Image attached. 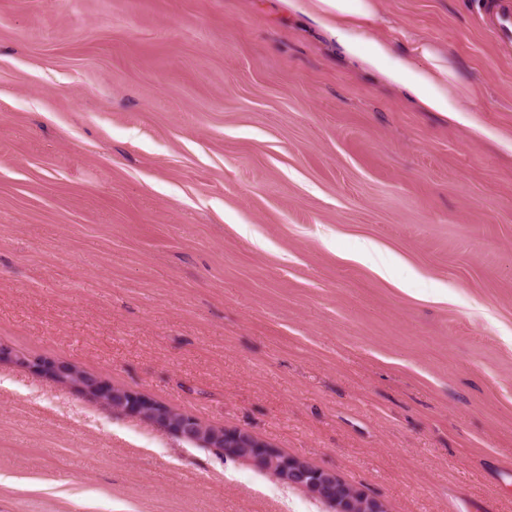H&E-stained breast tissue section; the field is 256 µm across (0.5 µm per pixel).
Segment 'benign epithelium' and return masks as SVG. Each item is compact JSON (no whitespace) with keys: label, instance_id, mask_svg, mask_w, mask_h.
<instances>
[{"label":"benign epithelium","instance_id":"1","mask_svg":"<svg viewBox=\"0 0 512 512\" xmlns=\"http://www.w3.org/2000/svg\"><path fill=\"white\" fill-rule=\"evenodd\" d=\"M0 361L13 362L43 374L90 397L105 408L146 419L188 442L220 448L227 455L253 460L272 471L283 483L308 488L328 502L333 512H387L378 498L356 487L339 483L336 473L315 468L290 457L243 430H224L206 426L153 400L125 388L112 386L68 363L55 360H30L16 352L0 349Z\"/></svg>","mask_w":512,"mask_h":512}]
</instances>
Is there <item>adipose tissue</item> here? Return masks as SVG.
<instances>
[{"label": "adipose tissue", "instance_id": "1", "mask_svg": "<svg viewBox=\"0 0 512 512\" xmlns=\"http://www.w3.org/2000/svg\"><path fill=\"white\" fill-rule=\"evenodd\" d=\"M288 7L328 18V31L344 54L379 70L424 108L444 114L460 111L456 96L448 90L454 74L428 45L415 48L417 55L431 62L430 68L421 69L410 58L395 56L388 42L367 36L366 24L376 13L374 0H288Z\"/></svg>", "mask_w": 512, "mask_h": 512}]
</instances>
